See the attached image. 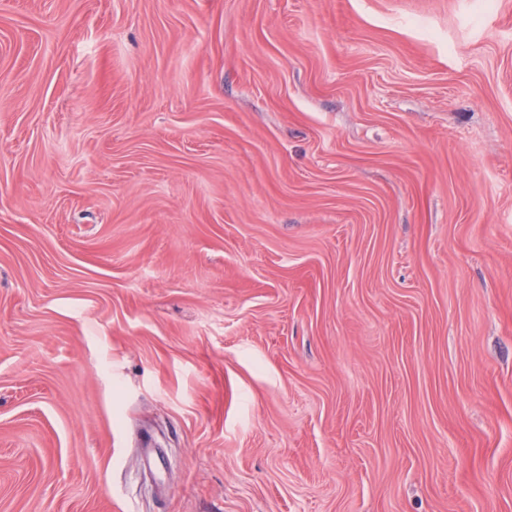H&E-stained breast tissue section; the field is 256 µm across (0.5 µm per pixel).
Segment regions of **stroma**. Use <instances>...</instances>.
Instances as JSON below:
<instances>
[{
	"mask_svg": "<svg viewBox=\"0 0 512 512\" xmlns=\"http://www.w3.org/2000/svg\"><path fill=\"white\" fill-rule=\"evenodd\" d=\"M0 512H512V0H0Z\"/></svg>",
	"mask_w": 512,
	"mask_h": 512,
	"instance_id": "1",
	"label": "stroma"
}]
</instances>
